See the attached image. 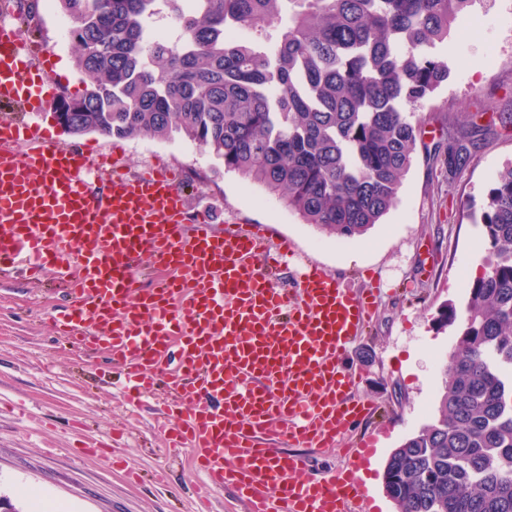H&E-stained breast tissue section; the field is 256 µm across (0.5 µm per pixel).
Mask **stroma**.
Wrapping results in <instances>:
<instances>
[{"mask_svg":"<svg viewBox=\"0 0 512 512\" xmlns=\"http://www.w3.org/2000/svg\"><path fill=\"white\" fill-rule=\"evenodd\" d=\"M36 15L10 16L25 41L52 53L60 92L85 88L64 31L70 21L53 0H32ZM450 79L415 114L420 134L399 202L366 236L344 240L301 223L265 194L180 134L169 139L74 135L52 112L28 117L34 131L84 152L114 154L138 173L162 165L174 172L191 210H206L215 227L262 224L271 240L292 241L304 257L354 292L373 286V314L344 356L356 378L354 397L378 411L350 434L375 439L377 451L361 470L372 512H396L383 485L392 449L434 416L454 327L440 323L444 307L463 313L468 288L487 268L482 227L468 216L496 175L512 163V131L495 111L512 112V0H475L468 17L435 48ZM474 119L488 131L473 164L456 179L430 156L444 124ZM69 298L46 276L32 284L17 269L0 271V494L22 512L37 502L61 512H196L202 476L190 453H166L159 429L165 391L129 405L108 355L60 336L54 314ZM105 441L107 456L81 453L84 441ZM35 498L20 495V488Z\"/></svg>","mask_w":512,"mask_h":512,"instance_id":"35a3bbf8","label":"stroma"}]
</instances>
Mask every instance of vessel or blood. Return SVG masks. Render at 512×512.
<instances>
[{
	"mask_svg": "<svg viewBox=\"0 0 512 512\" xmlns=\"http://www.w3.org/2000/svg\"><path fill=\"white\" fill-rule=\"evenodd\" d=\"M32 54L0 24V269H57L72 297L58 328L105 347L129 377L128 400L164 388L171 441L193 451L209 487L233 488L248 512H370L358 473L373 439L329 477L277 446L334 447L369 415L342 362L370 295L297 259L289 241L269 256L264 227L188 219L164 167L131 176L109 155L26 140L7 111L43 112L57 98ZM145 252L171 278L137 287Z\"/></svg>",
	"mask_w": 512,
	"mask_h": 512,
	"instance_id": "vessel-or-blood-1",
	"label": "vessel or blood"
}]
</instances>
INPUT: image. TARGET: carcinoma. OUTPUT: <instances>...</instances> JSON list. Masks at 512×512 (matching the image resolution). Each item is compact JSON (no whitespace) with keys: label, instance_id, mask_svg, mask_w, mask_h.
Returning a JSON list of instances; mask_svg holds the SVG:
<instances>
[{"label":"carcinoma","instance_id":"obj_1","mask_svg":"<svg viewBox=\"0 0 512 512\" xmlns=\"http://www.w3.org/2000/svg\"><path fill=\"white\" fill-rule=\"evenodd\" d=\"M86 89L72 133H180L304 224L352 240L393 209L417 148L414 110L448 82L433 53L474 0H54ZM180 40L150 38L157 11ZM237 27L249 35L232 39ZM487 128L429 148L467 169ZM489 270L469 288L434 419L390 453L396 512H512V165L480 218Z\"/></svg>","mask_w":512,"mask_h":512}]
</instances>
